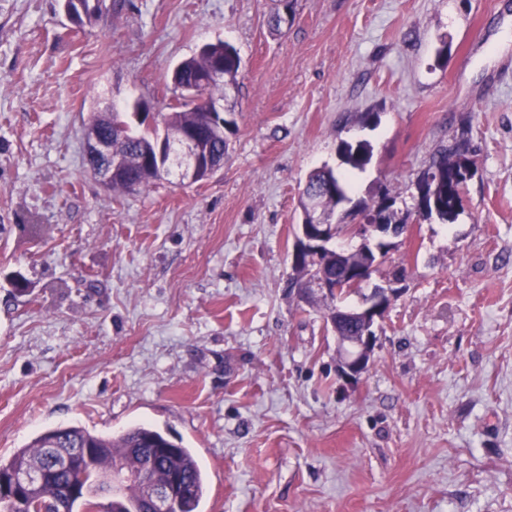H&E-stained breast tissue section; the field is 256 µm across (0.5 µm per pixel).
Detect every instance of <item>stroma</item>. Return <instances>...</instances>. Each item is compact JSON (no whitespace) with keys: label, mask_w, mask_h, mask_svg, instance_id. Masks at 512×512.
Returning a JSON list of instances; mask_svg holds the SVG:
<instances>
[{"label":"stroma","mask_w":512,"mask_h":512,"mask_svg":"<svg viewBox=\"0 0 512 512\" xmlns=\"http://www.w3.org/2000/svg\"><path fill=\"white\" fill-rule=\"evenodd\" d=\"M77 30L61 0H0V458L41 433L143 424L206 476L200 512H512V0H122ZM241 58L228 156L118 195L84 165L96 89L177 94L204 43ZM476 161L452 224L415 215L431 156ZM368 141L349 203L411 217L359 382L328 302L286 285L309 175ZM28 283L19 293L14 276Z\"/></svg>","instance_id":"1"}]
</instances>
